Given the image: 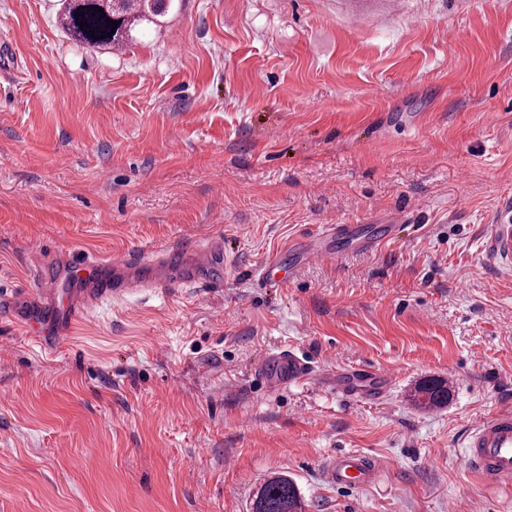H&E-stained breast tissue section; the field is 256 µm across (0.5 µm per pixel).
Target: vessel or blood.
Wrapping results in <instances>:
<instances>
[{"label":"vessel or blood","instance_id":"1","mask_svg":"<svg viewBox=\"0 0 512 512\" xmlns=\"http://www.w3.org/2000/svg\"><path fill=\"white\" fill-rule=\"evenodd\" d=\"M354 238L355 249L372 250L376 239L358 235L349 224L324 225L320 242L306 246L304 258L312 261H339L342 249L335 247L338 239ZM491 251L500 255L512 253V218L501 215L487 241ZM104 261L91 257L73 262L49 280L48 287L37 289L26 318V331L35 336L46 349L54 348L58 334L100 301L119 298L132 287H154L151 279L135 282L105 274ZM313 366L293 350L284 349L272 355L264 365L260 378L268 390H283L311 379ZM394 381L393 374L382 367L359 364L343 370V379L336 386L338 395L349 399H378L385 395ZM464 457L469 467L489 486L512 485V404L502 406L475 421L466 435ZM389 468L386 459L351 452L337 457L330 467L329 477L340 487H356L369 483Z\"/></svg>","mask_w":512,"mask_h":512}]
</instances>
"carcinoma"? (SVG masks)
Wrapping results in <instances>:
<instances>
[{
	"label": "carcinoma",
	"mask_w": 512,
	"mask_h": 512,
	"mask_svg": "<svg viewBox=\"0 0 512 512\" xmlns=\"http://www.w3.org/2000/svg\"><path fill=\"white\" fill-rule=\"evenodd\" d=\"M102 11H96V8ZM172 7V0H66L60 17L64 31L74 40L90 48L123 49L137 39L147 26L162 28L163 18ZM119 22L111 30L108 21ZM86 26H80V23ZM447 382L430 378L417 387L414 399L421 407L448 404ZM304 506L295 482L284 474H274L256 492L251 512H303Z\"/></svg>",
	"instance_id": "obj_1"
}]
</instances>
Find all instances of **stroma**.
<instances>
[{"label": "stroma", "instance_id": "35a3bbf8", "mask_svg": "<svg viewBox=\"0 0 512 512\" xmlns=\"http://www.w3.org/2000/svg\"><path fill=\"white\" fill-rule=\"evenodd\" d=\"M62 0H0V512H249L270 474L306 512H512L462 442L512 400V0H175L162 31L90 48ZM325 224H394L378 249L259 273ZM224 246L200 280L98 305L40 351L14 324L52 264ZM316 371L268 391L265 355ZM397 379L336 396V367ZM461 380L418 407L427 378ZM356 450L389 459L336 486ZM487 245L496 254L509 255V253H512V225L509 224L508 200L504 203V210L499 223L493 225ZM388 469L389 462L384 458L351 452L336 457L329 478L339 487H357L378 478Z\"/></svg>", "mask_w": 512, "mask_h": 512}]
</instances>
